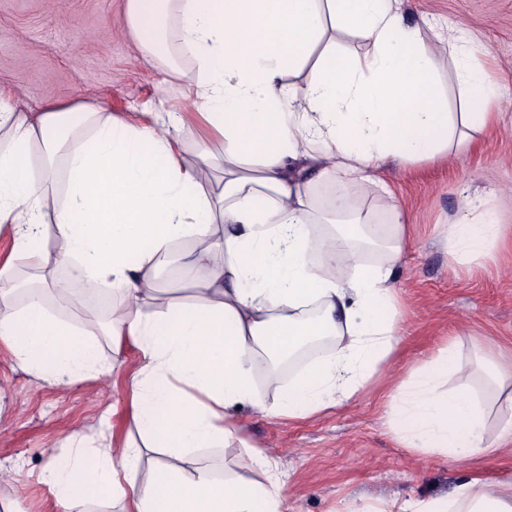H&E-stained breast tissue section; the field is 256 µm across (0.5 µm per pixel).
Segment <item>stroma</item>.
Here are the masks:
<instances>
[{
	"instance_id": "1",
	"label": "stroma",
	"mask_w": 512,
	"mask_h": 512,
	"mask_svg": "<svg viewBox=\"0 0 512 512\" xmlns=\"http://www.w3.org/2000/svg\"><path fill=\"white\" fill-rule=\"evenodd\" d=\"M125 0H0V88L25 112L46 102L91 101L135 124L170 126L192 111L194 67L182 75L145 58L130 38ZM409 24L426 23L440 37L457 26L489 52L502 122L471 132L465 143L434 161L384 165L382 189L347 192L354 206L384 216L393 206L407 216L409 241L392 280L405 313L397 361L387 381H372L340 407L306 419L266 415L244 405L238 438L201 448L191 460L238 475L237 461L257 446L272 455L285 483L288 512H343L355 504L376 512L387 503L449 498L473 477L512 476V452L496 459L451 463L402 448L390 428L391 389L431 358L447 339L460 340L470 364L469 339L512 360V0H402ZM495 213L503 240L491 257L453 263L444 244L449 225ZM98 342L101 375L54 384L20 368L0 344V506L5 512H123L108 498L64 508L44 469L82 449L137 445L128 418L132 378L141 355L131 339L88 328Z\"/></svg>"
}]
</instances>
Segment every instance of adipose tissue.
<instances>
[{"instance_id": "obj_1", "label": "adipose tissue", "mask_w": 512, "mask_h": 512, "mask_svg": "<svg viewBox=\"0 0 512 512\" xmlns=\"http://www.w3.org/2000/svg\"><path fill=\"white\" fill-rule=\"evenodd\" d=\"M125 15L146 57L173 71L193 60L203 132L223 138L224 151L187 153L170 132L131 125L96 103L20 112L0 89V232L12 238L0 265V343L22 368L57 383L101 373L80 288L118 290L119 329L142 358L131 420L162 440L171 460L138 482V449L108 448L50 465L44 479L66 505L106 497L132 512H287L266 453L239 461L262 470L261 481L216 477L187 455L237 437L242 424L230 409L261 408L258 374L281 389L275 414L307 418L394 365L403 314L391 282L406 215L394 207L380 220L350 205L344 188L327 202L319 189L341 175L371 194L383 163L447 154L467 129L497 123L496 87L481 45L458 32L451 53L466 107L449 111L430 30L407 24L392 0H126ZM340 32L365 51L343 46ZM299 71L302 83H284ZM205 162L224 172L209 194ZM315 224L324 232L313 234ZM498 239L489 216L450 225L449 258L486 255ZM182 240L191 246L179 270L195 296L161 310L156 273ZM366 250L372 262H360ZM53 258L71 270L55 288L75 310L57 316L39 288L11 307L14 262L42 270ZM348 265L351 275H336ZM323 336L333 350L281 388L274 361ZM460 369L453 340L390 393L401 447L455 462L512 442V422L487 438L489 409L468 387L440 391ZM413 512H512V482L474 477L452 499L420 501Z\"/></svg>"}]
</instances>
